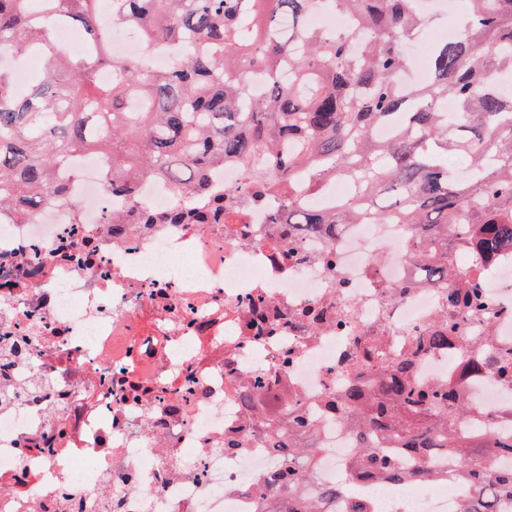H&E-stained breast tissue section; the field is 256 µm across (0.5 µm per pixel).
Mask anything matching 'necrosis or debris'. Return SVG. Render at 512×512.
Returning a JSON list of instances; mask_svg holds the SVG:
<instances>
[{
  "mask_svg": "<svg viewBox=\"0 0 512 512\" xmlns=\"http://www.w3.org/2000/svg\"><path fill=\"white\" fill-rule=\"evenodd\" d=\"M101 23L113 56L158 73L168 48ZM70 203L34 223L0 211V353L26 340L0 405V512H261L257 484L277 457L268 436L242 430L236 389L262 376L288 380L290 411L312 425L315 482L297 495L319 512H452L482 496L449 480L452 453L407 493L380 477L352 480L338 498L316 486L341 476L358 442L324 403L386 363L413 355L409 381L445 385L474 406L457 443L512 434V253L449 235L460 259L433 285L408 258L405 224H339L308 233L263 208L238 224L126 226L102 215L177 205L166 182L134 197L106 192L103 161L76 155ZM442 332L446 345L416 351ZM239 430V445L224 436Z\"/></svg>",
  "mask_w": 512,
  "mask_h": 512,
  "instance_id": "4bbe7bcc",
  "label": "necrosis or debris"
}]
</instances>
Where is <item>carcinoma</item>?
I'll list each match as a JSON object with an SVG mask.
<instances>
[{
    "label": "carcinoma",
    "mask_w": 512,
    "mask_h": 512,
    "mask_svg": "<svg viewBox=\"0 0 512 512\" xmlns=\"http://www.w3.org/2000/svg\"><path fill=\"white\" fill-rule=\"evenodd\" d=\"M105 1L112 23L180 48L170 72L138 76L134 62L112 55L98 25ZM326 2L352 15L351 31L307 25ZM57 16L81 27V51L48 36L46 21ZM430 20L417 0H0V55L37 50L45 62L25 89L0 67V209L28 222L38 208L68 201L58 170L91 153L103 159L107 192L133 196L140 180L160 179L178 198L165 212H107L106 224H223L276 197L275 224L414 225L425 281L445 282L452 226H468L490 252L512 248V95L497 88L512 74V0H468L457 36L431 47L434 78L405 89L395 79L406 65L402 39ZM106 68L109 83L98 77ZM255 73L266 79L259 97L248 83ZM448 97L457 104L452 132L438 110ZM382 124L398 125L385 142L371 136ZM455 155L468 163L464 180L448 174ZM226 163L246 172L230 192L213 184ZM329 178L351 182L355 195L327 211L292 208L296 184L317 193ZM412 365L411 355L390 362L371 391L354 384L331 406L361 440L381 430L403 451L387 457L369 446L348 476L423 478L420 458L448 447L449 430L466 420L448 388L408 383ZM238 398L260 426L286 431V380H255ZM277 448L278 465L257 489L270 495L265 512H279V498L310 478L295 463L296 442ZM509 453L507 439L475 438L458 450L451 475L495 489L458 512H497L496 498H512V470L490 464Z\"/></svg>",
    "instance_id": "cac0c4a2"
}]
</instances>
